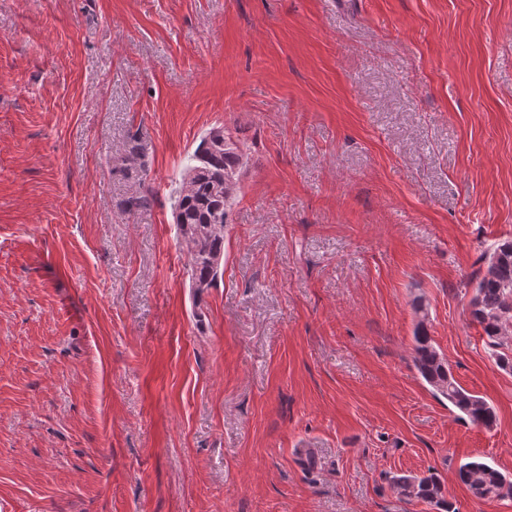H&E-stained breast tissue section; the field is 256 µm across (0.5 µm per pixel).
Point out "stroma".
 Instances as JSON below:
<instances>
[{
    "mask_svg": "<svg viewBox=\"0 0 512 512\" xmlns=\"http://www.w3.org/2000/svg\"><path fill=\"white\" fill-rule=\"evenodd\" d=\"M220 125L247 160L196 297L172 200ZM504 238L512 0H0V512H436L392 485L429 473L512 512L457 477H512L470 314ZM417 296L493 428L414 369ZM460 481L472 495L480 500L512 497V479L482 460L461 464L458 470Z\"/></svg>",
    "mask_w": 512,
    "mask_h": 512,
    "instance_id": "stroma-1",
    "label": "stroma"
}]
</instances>
